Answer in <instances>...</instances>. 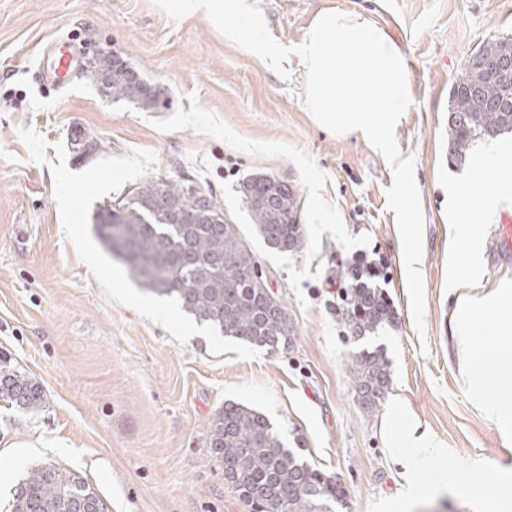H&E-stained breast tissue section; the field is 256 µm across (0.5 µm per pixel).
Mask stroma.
<instances>
[{
  "mask_svg": "<svg viewBox=\"0 0 512 512\" xmlns=\"http://www.w3.org/2000/svg\"><path fill=\"white\" fill-rule=\"evenodd\" d=\"M271 35L292 48L291 81L222 34L207 13L171 20L155 0H0V359L41 387L39 410L0 400V512L23 474L54 465L86 480L108 512H246L203 439L234 401L264 413L286 447L339 483L343 512H378L402 479L387 430L412 419L448 450L451 466L486 484L512 469V446L463 385L449 315L448 256L479 233L487 288L512 281L498 224L471 211L452 222L448 193L468 171L448 157V92L487 41L512 38V0H256ZM338 10L383 28L406 58L410 104L395 127L414 159L424 230L419 268L424 328L410 311L391 170L353 134L321 128L304 104L294 52L315 17ZM67 37L109 45L159 87L143 110L105 95L89 72L58 90L43 52ZM97 143L72 144L73 127ZM286 182L299 200L300 252L269 250L238 186L249 175ZM208 181L288 308L295 336L276 351L221 335L174 302L145 294L105 249L94 218L151 177ZM323 210L326 223L312 221ZM377 264L395 320L364 340L345 325L337 274ZM383 348L390 383L375 413L348 363ZM434 495L414 512H480L432 462L413 463Z\"/></svg>",
  "mask_w": 512,
  "mask_h": 512,
  "instance_id": "obj_1",
  "label": "stroma"
}]
</instances>
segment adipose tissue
Returning a JSON list of instances; mask_svg holds the SVG:
<instances>
[{
    "instance_id": "obj_1",
    "label": "adipose tissue",
    "mask_w": 512,
    "mask_h": 512,
    "mask_svg": "<svg viewBox=\"0 0 512 512\" xmlns=\"http://www.w3.org/2000/svg\"><path fill=\"white\" fill-rule=\"evenodd\" d=\"M478 165L459 189V198L478 204L485 222H493L500 208L512 205V173L502 170L495 156L481 153ZM450 285L456 296L450 314L452 333L457 340L461 373L466 385H475L476 369L492 371L497 390L493 396H477L476 402L484 417L493 423L504 438L512 437V282L504 281L494 291H485L479 270L476 244L457 252L452 260ZM498 319L495 347L473 350L469 338L483 321ZM389 443L394 461L402 469L401 503L422 497L424 490L407 463L419 457L444 462L447 449L438 446L415 423L390 434Z\"/></svg>"
}]
</instances>
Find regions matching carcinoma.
<instances>
[{
    "label": "carcinoma",
    "mask_w": 512,
    "mask_h": 512,
    "mask_svg": "<svg viewBox=\"0 0 512 512\" xmlns=\"http://www.w3.org/2000/svg\"><path fill=\"white\" fill-rule=\"evenodd\" d=\"M512 39L487 41L455 77L448 98V152L466 162L477 139L512 132V79L503 81L481 63L492 59ZM95 79L106 77L112 98L128 100L143 110L157 107L144 83L127 65L102 52L94 58ZM498 101L490 105L488 98ZM207 196V208L187 201L189 188ZM239 193L263 244L278 252L299 251L304 243L296 193L283 181L250 175ZM221 208L209 184L192 177L144 180L116 206L96 216L98 232L112 253L122 259L142 290L177 303L197 321L259 347H288L295 331L287 307L277 294L261 288L257 258L231 224L211 220ZM257 274L251 280L245 272ZM341 291L345 324L360 338L394 322V311L357 260L345 268ZM362 407L377 410L388 387V361L381 350H362L348 365ZM0 398L34 410L43 394L33 378L0 365ZM210 456L224 469L248 512H336L345 506L343 488L284 447L269 419L260 411L227 402L204 430ZM10 512H107L80 476L54 465L26 473L13 490Z\"/></svg>",
    "instance_id": "carcinoma-1"
}]
</instances>
